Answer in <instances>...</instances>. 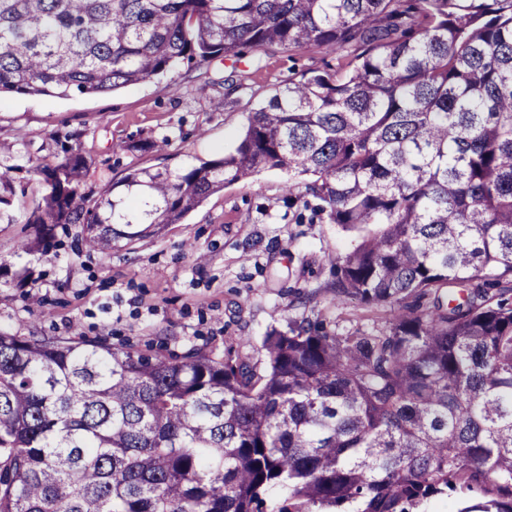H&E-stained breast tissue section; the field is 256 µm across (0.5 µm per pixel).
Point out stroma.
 <instances>
[{"label":"stroma","mask_w":512,"mask_h":512,"mask_svg":"<svg viewBox=\"0 0 512 512\" xmlns=\"http://www.w3.org/2000/svg\"><path fill=\"white\" fill-rule=\"evenodd\" d=\"M323 53L273 49L261 69L249 59L217 56L180 66L170 76L96 96L59 99L15 95L0 100V161L17 164L28 203L44 187L26 171L50 158L57 140L77 135L88 160L86 185L99 189L128 165L174 169L223 158L237 146L244 114L274 83L323 67ZM245 76L250 96L231 101L229 84ZM182 129L167 151L117 153L120 142ZM286 173L266 170L211 195L181 224L110 254L81 251L75 237L48 253L19 247L28 230L17 207L0 215V266L34 267L37 278L17 288L0 276V329L21 335L129 340L145 348L184 352L195 345L223 349L225 340L259 346L271 328L299 317L320 318L344 333L381 324L387 308L336 302L328 284L330 257L348 254L356 235L335 224L299 219L284 196ZM194 242L188 253L184 242Z\"/></svg>","instance_id":"obj_1"}]
</instances>
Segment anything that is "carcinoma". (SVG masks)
I'll return each instance as SVG.
<instances>
[{"instance_id": "cac0c4a2", "label": "carcinoma", "mask_w": 512, "mask_h": 512, "mask_svg": "<svg viewBox=\"0 0 512 512\" xmlns=\"http://www.w3.org/2000/svg\"><path fill=\"white\" fill-rule=\"evenodd\" d=\"M353 49L274 88L217 161L129 168L95 192L62 145L37 163L28 252L178 224L283 170L288 205L354 231L334 299L224 354L0 331V512H512V0H0V95L95 97L216 55ZM171 137L116 144L161 152ZM0 164V207L16 199Z\"/></svg>"}]
</instances>
